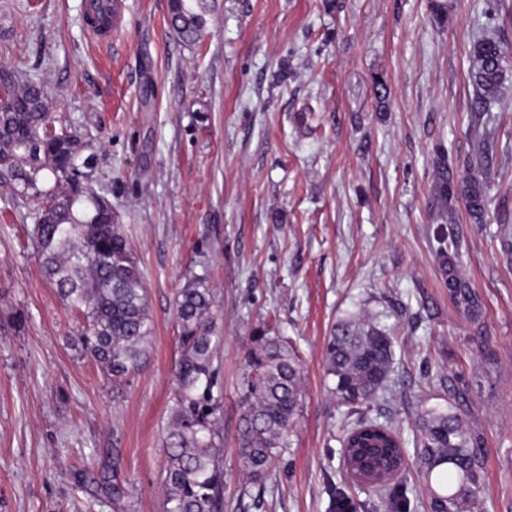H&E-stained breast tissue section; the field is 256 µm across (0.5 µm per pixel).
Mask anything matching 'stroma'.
I'll return each mask as SVG.
<instances>
[{
	"label": "stroma",
	"mask_w": 512,
	"mask_h": 512,
	"mask_svg": "<svg viewBox=\"0 0 512 512\" xmlns=\"http://www.w3.org/2000/svg\"><path fill=\"white\" fill-rule=\"evenodd\" d=\"M215 0L197 44L168 0H120L92 39L86 0H0V70L40 82L55 125L89 133L144 275L153 322L138 370L108 379L70 338L79 317L43 275L34 216L0 184V512H164V437L179 357L175 297L197 262L213 290L224 391V512H430L427 411L460 414L479 441V512H512V63L492 111L474 112L468 57L512 44V0ZM494 138L487 216L462 219L449 296L431 214L438 150L466 163L471 118ZM376 319L394 342L378 396L337 404L333 326ZM276 320L303 365L291 446L257 484L236 448L253 329ZM398 431V504L352 481L342 440L358 420Z\"/></svg>",
	"instance_id": "obj_1"
}]
</instances>
